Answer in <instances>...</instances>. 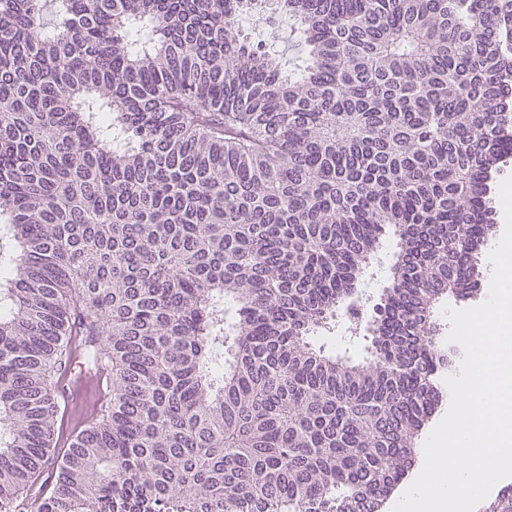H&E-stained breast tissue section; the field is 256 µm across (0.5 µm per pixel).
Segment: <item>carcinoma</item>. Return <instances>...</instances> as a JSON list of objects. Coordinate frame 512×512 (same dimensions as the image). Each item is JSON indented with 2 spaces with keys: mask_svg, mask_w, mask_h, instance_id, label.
Returning <instances> with one entry per match:
<instances>
[{
  "mask_svg": "<svg viewBox=\"0 0 512 512\" xmlns=\"http://www.w3.org/2000/svg\"><path fill=\"white\" fill-rule=\"evenodd\" d=\"M258 2L0 0V512H381L414 466L512 149V0H278L289 72ZM341 308L361 361L314 343ZM76 351L112 404L58 457ZM244 16L242 31L247 42L254 47L259 45L262 50H268V36L271 32L276 33L279 40L274 43L275 48L291 63L301 61L303 47L298 36L291 33L287 17L271 9L268 5L249 10ZM397 241L398 239L393 235L386 237L383 247L378 254L381 258V265L376 268L374 276L368 281V290L373 292L374 295L370 302V308L374 303L378 302L379 294L384 286L386 271H388V267L393 262L394 256L398 251Z\"/></svg>",
  "mask_w": 512,
  "mask_h": 512,
  "instance_id": "1",
  "label": "carcinoma"
}]
</instances>
